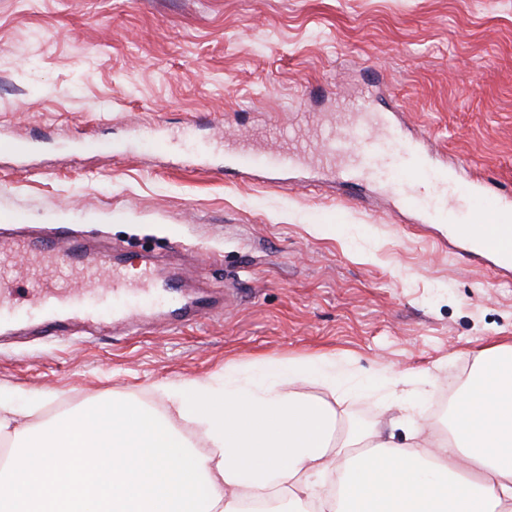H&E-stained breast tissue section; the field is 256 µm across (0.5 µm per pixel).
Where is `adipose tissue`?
Masks as SVG:
<instances>
[{
    "mask_svg": "<svg viewBox=\"0 0 512 512\" xmlns=\"http://www.w3.org/2000/svg\"><path fill=\"white\" fill-rule=\"evenodd\" d=\"M431 384L375 378L401 443L336 409L361 382L332 353L229 363L220 387L155 382L161 416L115 398L33 424L38 403L0 398V438L22 466L0 475V512H512V344L478 351L437 432L415 414Z\"/></svg>",
    "mask_w": 512,
    "mask_h": 512,
    "instance_id": "ef3b65f1",
    "label": "adipose tissue"
}]
</instances>
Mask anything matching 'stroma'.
Returning a JSON list of instances; mask_svg holds the SVG:
<instances>
[{"instance_id":"stroma-1","label":"stroma","mask_w":512,"mask_h":512,"mask_svg":"<svg viewBox=\"0 0 512 512\" xmlns=\"http://www.w3.org/2000/svg\"><path fill=\"white\" fill-rule=\"evenodd\" d=\"M377 83V105L427 130L466 177L512 185V0H0V252L36 226L145 255L221 304L177 327L112 319L51 338L0 334V392L44 420L114 397L157 413L154 381L224 382L225 362L316 352L365 385L345 417L392 433L385 369L438 381L419 408L461 386L479 349L512 338V282L419 227L386 187L348 189L314 171L274 183L224 174V143L273 147L294 112H339Z\"/></svg>"}]
</instances>
